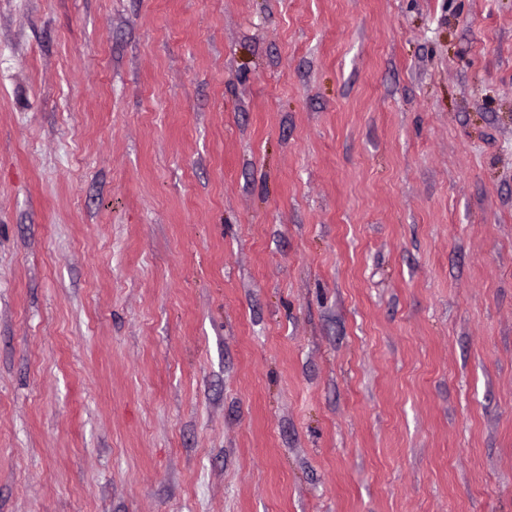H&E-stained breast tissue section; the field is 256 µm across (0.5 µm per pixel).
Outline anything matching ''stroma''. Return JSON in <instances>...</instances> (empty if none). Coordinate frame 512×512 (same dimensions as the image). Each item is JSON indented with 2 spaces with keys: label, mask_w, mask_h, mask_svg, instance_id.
Wrapping results in <instances>:
<instances>
[{
  "label": "stroma",
  "mask_w": 512,
  "mask_h": 512,
  "mask_svg": "<svg viewBox=\"0 0 512 512\" xmlns=\"http://www.w3.org/2000/svg\"><path fill=\"white\" fill-rule=\"evenodd\" d=\"M0 512H512V0H0Z\"/></svg>",
  "instance_id": "35a3bbf8"
}]
</instances>
